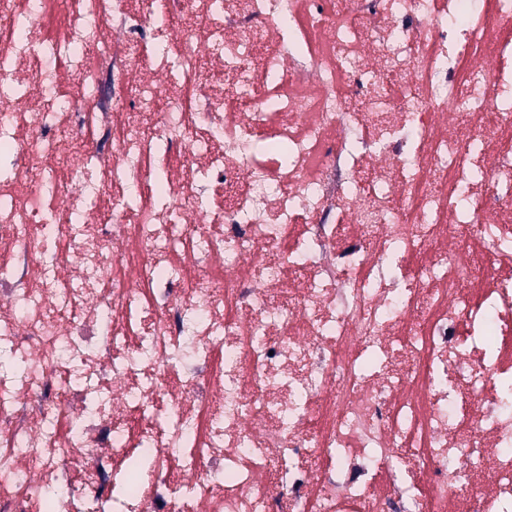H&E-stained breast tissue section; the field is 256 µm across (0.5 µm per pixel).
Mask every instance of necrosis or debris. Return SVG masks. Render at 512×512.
Wrapping results in <instances>:
<instances>
[{"label": "necrosis or debris", "instance_id": "1", "mask_svg": "<svg viewBox=\"0 0 512 512\" xmlns=\"http://www.w3.org/2000/svg\"><path fill=\"white\" fill-rule=\"evenodd\" d=\"M0 142V512H512V0H0Z\"/></svg>", "mask_w": 512, "mask_h": 512}]
</instances>
